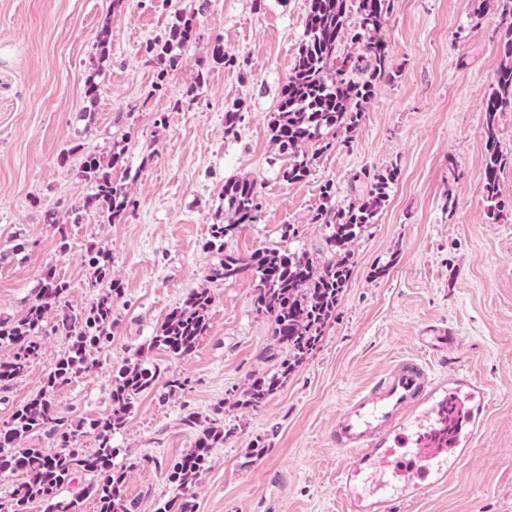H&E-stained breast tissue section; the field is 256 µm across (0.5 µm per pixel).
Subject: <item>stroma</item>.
<instances>
[{"instance_id": "obj_1", "label": "stroma", "mask_w": 512, "mask_h": 512, "mask_svg": "<svg viewBox=\"0 0 512 512\" xmlns=\"http://www.w3.org/2000/svg\"><path fill=\"white\" fill-rule=\"evenodd\" d=\"M176 12L196 14L199 37L160 96L152 92L157 66L141 47ZM307 12L308 0H0V316L20 315L49 270L68 285L65 304L87 309L101 293L87 253L109 251L124 287L113 308L119 326L91 354L90 370L53 391L59 411L109 413L113 369L142 349L161 374L191 381L173 398L159 385L140 395L112 438L117 462L139 461L126 486L131 512H157L171 497L162 466L194 446L181 424L188 409L236 430L211 451L193 489L196 512H341L336 416L407 357L437 373L475 371L492 401L485 433L447 486L405 512H512V110L498 123L505 208L490 215L480 192L482 107L506 62L495 35L502 2L394 0L378 31L390 79L376 85L356 130L338 129L336 148L317 156L305 180L287 183L269 124ZM217 40L237 55L236 68L210 65ZM100 67L106 74L91 103L84 85ZM236 101L244 104L240 134L230 140L224 109ZM121 135L127 167L112 178L137 207L114 223L82 208L90 185L81 164L87 153L109 155ZM393 167L398 178L352 246L353 272L322 341L262 409L228 406L273 369L277 348L270 321L252 310L251 281L206 277L225 251L208 244L211 225L224 221L225 179L257 180L262 199L256 222L228 248L279 244L281 226L295 224L294 249L320 263L325 229L312 216L323 184L333 182L346 207L366 176ZM382 264L388 277L372 278ZM201 287L213 302L194 353L177 360L148 349L166 316ZM431 326L451 328L458 343L425 349L419 338ZM67 349L64 337L43 334L26 375L0 402V423L42 391ZM258 436L268 451L255 460L247 448Z\"/></svg>"}]
</instances>
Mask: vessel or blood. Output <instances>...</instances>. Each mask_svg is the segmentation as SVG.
<instances>
[{"label": "vessel or blood", "mask_w": 512, "mask_h": 512, "mask_svg": "<svg viewBox=\"0 0 512 512\" xmlns=\"http://www.w3.org/2000/svg\"><path fill=\"white\" fill-rule=\"evenodd\" d=\"M489 387L452 369L431 374L405 360L336 416L337 448L347 454L339 473L343 512H396L447 485L487 421ZM457 423L449 448L441 439L448 415Z\"/></svg>", "instance_id": "vessel-or-blood-1"}]
</instances>
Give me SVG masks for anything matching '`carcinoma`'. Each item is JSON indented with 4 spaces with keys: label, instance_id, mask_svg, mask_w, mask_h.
I'll list each match as a JSON object with an SVG mask.
<instances>
[{
    "label": "carcinoma",
    "instance_id": "1",
    "mask_svg": "<svg viewBox=\"0 0 512 512\" xmlns=\"http://www.w3.org/2000/svg\"><path fill=\"white\" fill-rule=\"evenodd\" d=\"M392 5L393 0H355V21L348 28L347 0H309L305 39L270 123L272 142L288 155V164L281 170L282 180L291 183L304 179L314 157L335 146V140L328 138L330 132L340 128L355 130L375 82L390 78L388 45L377 37V32ZM504 11L499 34L505 55L512 58V0H505ZM196 28L195 15L176 14L164 36L151 39L142 47L143 55L161 66L155 74L152 93L166 90L168 71L180 65L182 50L196 36ZM346 37L359 45L361 53L340 61L337 48ZM211 62L231 68L238 65V58L216 40ZM102 77L103 71L98 69L85 82L84 97L92 104L98 98ZM508 108L512 109V64L498 70L485 100L481 126L486 150L481 192L492 213L505 206L498 179L503 162L498 114ZM240 111L238 102L225 108L224 137L238 138ZM309 145L315 147L313 155L300 154ZM125 153L126 146L118 141L109 156L91 153L84 155L82 161V177L91 184L83 207L98 209L110 220L135 207L124 185L112 180V170L126 164ZM396 177L395 168L374 175L362 196L346 208L332 203L336 195L334 184L323 186L322 204L313 217L315 223L326 227L324 247L330 258L321 265L291 249L298 228L285 224L281 228V244L248 252L226 251L221 263L209 269L208 281H236L243 277L251 280L255 312L270 320L275 344L287 350L276 370L253 379L233 405L252 409L264 406L283 386L288 374L316 348L326 326L336 317L340 294L351 274V245L368 225L376 222L389 185ZM258 209L257 181L225 180L224 223L211 225L213 242L224 247L244 225L254 221ZM88 264L95 282L105 284L104 293L84 311L62 308L52 332L65 337L68 351L53 364L46 387L0 426V473L18 477L12 491L0 500V512H33V505L42 502L51 503V512H83L86 496L94 500L96 512H129L125 493L128 469L113 462L117 449L112 447V436L127 424L137 396L155 387L157 368L146 366L137 357L113 370L112 409L99 418L76 422L59 412L51 398L54 389L88 367L92 350L111 343L117 327L113 306L121 298L122 287L111 275L110 254L102 248L92 249ZM67 290L65 281L48 272L40 277L34 298L21 315L0 318V345L13 348L10 358L0 361V390L26 374L40 352L46 318L52 309L61 308ZM212 302L209 289L192 291L182 306L164 319L148 348L160 347L176 359L192 355L209 330ZM182 425L194 434V447L170 465L167 481L174 495L157 512H195L190 488L206 470L212 448L235 433V429L219 426L215 419L207 422L192 411L182 417ZM34 432L51 440L54 450L22 446V441ZM87 435L97 441V449L91 454L80 448L81 438ZM80 471L91 476L84 494L67 502H53L57 492Z\"/></svg>",
    "mask_w": 512,
    "mask_h": 512
}]
</instances>
